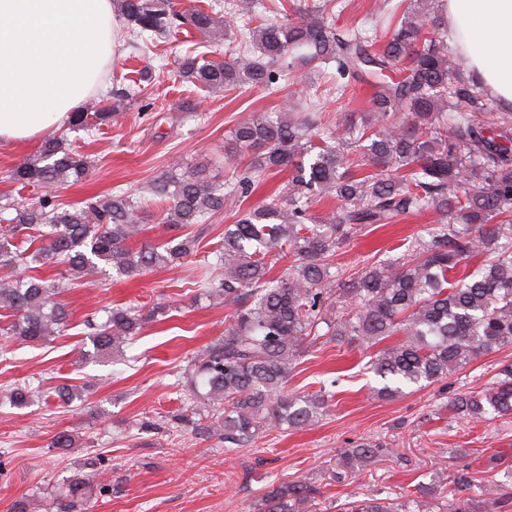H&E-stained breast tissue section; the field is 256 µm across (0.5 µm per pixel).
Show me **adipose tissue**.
<instances>
[{
  "instance_id": "obj_1",
  "label": "adipose tissue",
  "mask_w": 512,
  "mask_h": 512,
  "mask_svg": "<svg viewBox=\"0 0 512 512\" xmlns=\"http://www.w3.org/2000/svg\"><path fill=\"white\" fill-rule=\"evenodd\" d=\"M112 0H0V144L65 122L112 60ZM445 21L485 90L512 107V0H447Z\"/></svg>"
}]
</instances>
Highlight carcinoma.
Returning a JSON list of instances; mask_svg holds the SVG:
<instances>
[{
	"label": "carcinoma",
	"mask_w": 512,
	"mask_h": 512,
	"mask_svg": "<svg viewBox=\"0 0 512 512\" xmlns=\"http://www.w3.org/2000/svg\"><path fill=\"white\" fill-rule=\"evenodd\" d=\"M128 29L140 38L171 34L183 20L213 43L238 29L250 46L224 61L185 57L179 77L219 93L240 86L271 93L283 89L288 60L335 66L336 90L357 81L374 88L371 112L357 125L320 126L313 115H296L285 103L278 112L253 113L231 130L225 159L234 166L222 184L205 167L188 170L174 161L153 183L165 205L161 223L171 228L201 224L238 206L263 174L294 167L285 194L265 197L235 223L224 227L216 250L224 279L214 297L234 305L224 335L191 361L186 387L214 410L210 429L228 447L247 448L263 432L303 429L319 422L329 391L302 396L285 383L311 341L326 335L368 347L401 335L385 346L372 370L385 380L378 394L394 398L403 385L432 384L491 351L512 347V111L473 77L457 74L448 57V27L433 0H383L363 24L336 28L327 12L312 6L288 18L268 16L258 0H214L210 8L184 15L174 0H112ZM382 20L393 26L379 47L368 35ZM404 64L403 75L390 76ZM131 93L92 114L74 112L68 129L90 130L108 124ZM89 158L65 146L64 137L46 139L39 152L7 171L22 187L45 192L30 202L0 201V270L25 268V277H0V309L9 322L3 342L42 345L66 331L69 313L59 297L88 280L100 265L132 275L178 265L194 253L197 241L175 236L138 249L129 242L144 231L147 209L132 192L64 206L48 188L87 177ZM326 195L338 201L332 213L312 218L309 208ZM433 210L437 223L415 238L407 255L389 258L342 277L330 258L356 234L374 224ZM484 263L470 269L473 260ZM291 258L284 274L270 275L268 257ZM62 263L53 278L33 274ZM116 307L91 324L87 357L121 355L155 318ZM90 382L56 385L49 398L65 406L83 401ZM42 393L17 385L9 394L16 409ZM451 409L477 422L512 415V364L490 386L459 392ZM392 452L371 441L341 453L339 464L367 467ZM472 477L461 474L446 490L443 512H509L512 492L486 482L475 499L465 495ZM89 482L74 477L58 496L57 512H73ZM319 494L297 477L269 490L261 512H309ZM345 512H429L413 498L395 503L365 498L346 503Z\"/></svg>",
	"instance_id": "carcinoma-1"
}]
</instances>
